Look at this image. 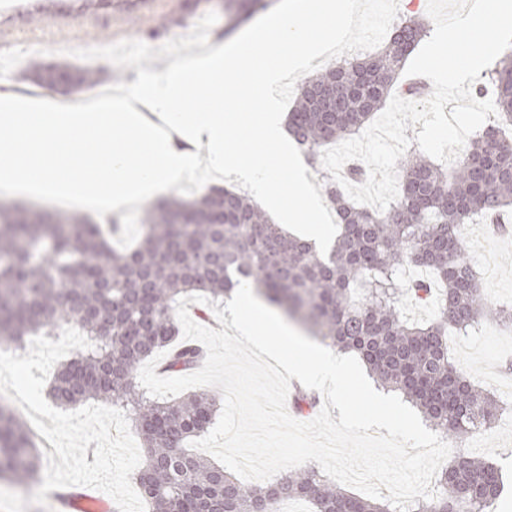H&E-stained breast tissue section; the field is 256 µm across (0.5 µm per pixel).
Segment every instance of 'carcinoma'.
Returning a JSON list of instances; mask_svg holds the SVG:
<instances>
[{"instance_id":"obj_1","label":"carcinoma","mask_w":512,"mask_h":512,"mask_svg":"<svg viewBox=\"0 0 512 512\" xmlns=\"http://www.w3.org/2000/svg\"><path fill=\"white\" fill-rule=\"evenodd\" d=\"M268 0H240L236 19L265 10ZM424 24L406 19L378 51L327 66L300 81L288 130L312 158L329 144L361 134L399 92L407 57ZM103 71L29 62L22 78L49 87L91 86ZM498 123L467 142L448 170L422 152L400 161L397 200L373 211L344 199L339 184L325 191L342 224L323 254L288 235L245 195L212 186L193 198L170 194L145 209L143 234L126 252L112 248L101 225L79 213L0 202V346L24 348L26 337L70 325L90 347L57 370L49 392L62 408L89 400L129 410L144 448L135 481L150 512H275L285 499H304L312 512H394L347 492L308 467L288 470L266 486H246L187 442L206 432L215 399L193 393L149 398L137 384L141 363L173 346L172 373L198 366L204 351L179 344L177 302L193 291L222 300L247 282L258 296L301 320L313 338L354 352L381 387L397 391L435 430L457 440L491 428L496 398L448 357V329L481 319L502 325L512 314L492 305L463 254L460 230L512 207V52L491 70ZM436 303L438 318L409 322L401 297ZM43 460L27 424L0 406V474L36 481ZM442 494L410 512H484L502 491L498 470L460 454L441 473Z\"/></svg>"}]
</instances>
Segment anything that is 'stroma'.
<instances>
[{"instance_id": "1", "label": "stroma", "mask_w": 512, "mask_h": 512, "mask_svg": "<svg viewBox=\"0 0 512 512\" xmlns=\"http://www.w3.org/2000/svg\"><path fill=\"white\" fill-rule=\"evenodd\" d=\"M42 0H27L15 24L17 42L0 44V58L12 60L11 68L0 70V93H27L34 99L57 96L54 88L39 86L19 77L32 59L43 58L75 69H101V60L85 61L60 53L52 42H27L31 31L29 18ZM222 0H112L111 6L98 9L101 23L98 45L105 46L135 39L158 47L168 40L188 34L207 12L218 14L209 32L211 43L227 42L243 31L233 15L223 11ZM465 237L469 257L483 288L502 309L512 311V232L491 234L487 225L474 221L467 225ZM448 355L483 388L493 393L503 407L501 414L483 438L466 439L454 444V452L484 459L496 466L503 480L500 498L490 512H512V327L480 322L468 334L448 339Z\"/></svg>"}]
</instances>
